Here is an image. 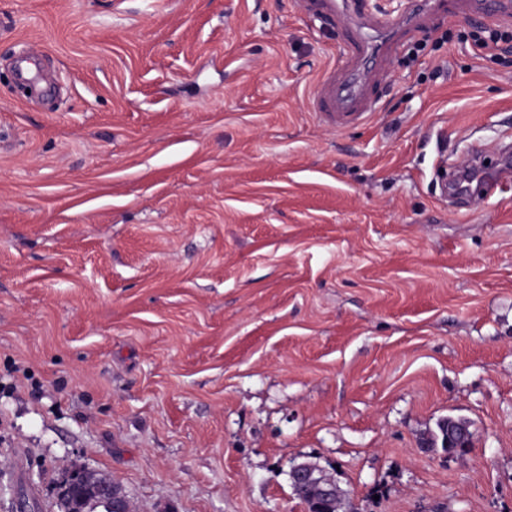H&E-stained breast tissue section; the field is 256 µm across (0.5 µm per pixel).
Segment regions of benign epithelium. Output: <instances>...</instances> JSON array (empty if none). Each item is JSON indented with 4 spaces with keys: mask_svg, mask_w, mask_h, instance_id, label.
Here are the masks:
<instances>
[{
    "mask_svg": "<svg viewBox=\"0 0 512 512\" xmlns=\"http://www.w3.org/2000/svg\"><path fill=\"white\" fill-rule=\"evenodd\" d=\"M295 490L308 493L307 512H324L322 505L336 496L333 478L305 463H294L288 472ZM90 494L108 512H134L131 499L121 486L112 480L83 467L65 471L58 488L57 503L60 508L78 509L82 502L76 491Z\"/></svg>",
    "mask_w": 512,
    "mask_h": 512,
    "instance_id": "1",
    "label": "benign epithelium"
}]
</instances>
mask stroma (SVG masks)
<instances>
[{
	"label": "stroma",
	"instance_id": "obj_1",
	"mask_svg": "<svg viewBox=\"0 0 512 512\" xmlns=\"http://www.w3.org/2000/svg\"><path fill=\"white\" fill-rule=\"evenodd\" d=\"M298 2L0 0V512L17 458L34 512L74 464L136 512H305L304 461L359 512H512V190L442 180L512 145V16L440 7L336 128L352 25ZM451 416L469 452L422 450ZM358 79H353L350 87L345 84L336 88L331 77L321 81L313 95L315 112L324 115L332 124L343 127L349 123L357 122L373 109V100L368 97L363 100L353 112H341L340 108L347 109L353 105L351 92L359 84Z\"/></svg>",
	"mask_w": 512,
	"mask_h": 512
}]
</instances>
